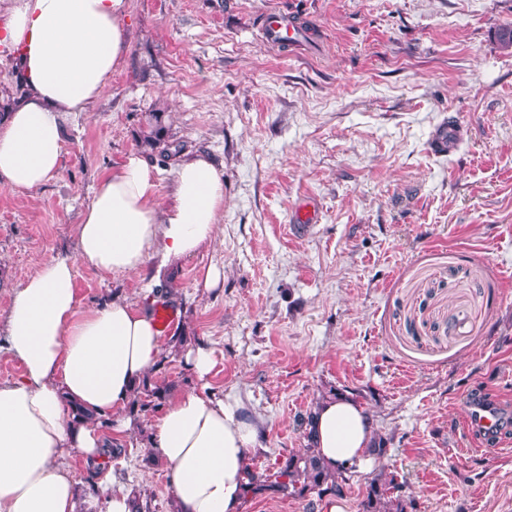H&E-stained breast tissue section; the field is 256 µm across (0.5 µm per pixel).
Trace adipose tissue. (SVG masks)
Returning <instances> with one entry per match:
<instances>
[{"label":"adipose tissue","mask_w":512,"mask_h":512,"mask_svg":"<svg viewBox=\"0 0 512 512\" xmlns=\"http://www.w3.org/2000/svg\"><path fill=\"white\" fill-rule=\"evenodd\" d=\"M132 43L129 0H0V48L16 58L24 93H0V184L32 191L59 173L66 124L92 110ZM159 170L130 154L102 178L77 226L75 257L41 262L12 292L0 353L22 367L0 381V512H77L72 455L112 481L106 453L132 430L124 415L165 351L151 311L120 299L82 308L75 263L102 275L140 272L194 254L224 210V173L206 154L180 161L172 200L157 202ZM185 361L203 385L171 400L151 442L166 462L178 512H241L262 426L241 402L206 387L215 362L199 346ZM329 466L362 461L373 444L367 410L327 398L310 427Z\"/></svg>","instance_id":"adipose-tissue-1"}]
</instances>
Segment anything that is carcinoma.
Segmentation results:
<instances>
[{
  "label": "carcinoma",
  "instance_id": "obj_1",
  "mask_svg": "<svg viewBox=\"0 0 512 512\" xmlns=\"http://www.w3.org/2000/svg\"><path fill=\"white\" fill-rule=\"evenodd\" d=\"M141 144L163 156H168L171 151H179L180 144L171 140L169 127L165 123V113L152 112L140 138ZM135 398L130 402L129 413L137 416L141 412L148 411L150 402L148 399L162 398L163 388L150 387L144 380L141 386L135 389ZM343 470L326 465L312 448V443H307L305 448L293 453L286 458L276 472L260 479V475L251 471L248 473L246 492L257 489L258 483L265 482V487L275 491L292 490L293 494L304 497L311 493L333 494L339 496L344 492L342 477ZM401 486L395 482V478L374 482L370 485L366 497L361 502L362 512H406V505L396 492Z\"/></svg>",
  "mask_w": 512,
  "mask_h": 512
}]
</instances>
